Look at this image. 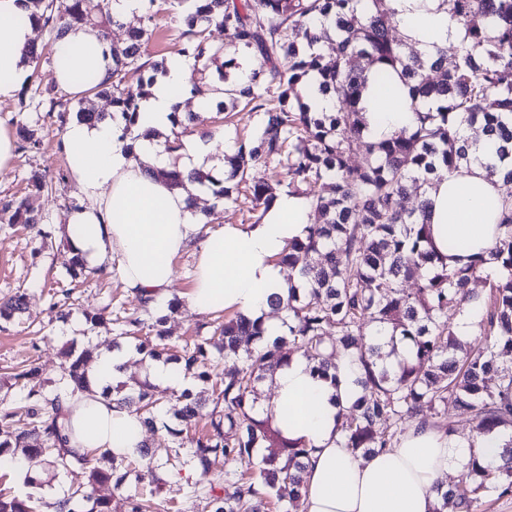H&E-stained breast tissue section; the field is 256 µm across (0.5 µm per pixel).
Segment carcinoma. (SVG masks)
Instances as JSON below:
<instances>
[{"mask_svg": "<svg viewBox=\"0 0 512 512\" xmlns=\"http://www.w3.org/2000/svg\"><path fill=\"white\" fill-rule=\"evenodd\" d=\"M138 25L129 27L121 46L110 45L111 68L106 82L90 89L111 98L112 112L78 107L55 93L35 87L36 107L65 126L72 118L90 124L120 116L123 134L144 120L141 102L167 72L144 49L153 32L157 0ZM29 19L56 41L69 27L92 13L109 37L121 14L106 0H29ZM464 29L453 64L448 48L438 47L423 59L408 39L396 36L397 22L384 0H192L181 13L178 54L195 62L201 75L215 68L222 86L212 89L217 110L244 107L262 113L263 129L249 148L228 157L232 176L245 179L249 167L288 151V187L305 196L316 221L305 238L288 242L279 256L292 271L284 309L286 332L274 338L264 324L237 314L213 323V335L170 353L168 315L123 318V335L136 340L143 359L178 366L194 387L177 395L174 417L179 427L160 425L178 439L165 462L168 485L187 498L205 496L210 512H299L305 461L314 448L288 428V418L259 406V385L267 374L285 367L294 349L303 352L311 371L333 385L339 366L328 351L349 360L359 388L340 425L343 447L356 457H369L394 447L408 419L433 421L453 432L448 403L469 413L476 429L505 437L502 464L490 467L475 456L462 480L442 495L438 512H479L482 495H512V196L502 198L496 234L489 250L496 268L485 267L479 254L453 268L435 251L424 215L427 187L435 179L468 162L477 140L468 131L478 126L495 159L488 176L506 168L512 181V0H442ZM224 30L225 42L213 44L210 28ZM323 42L333 44L325 57ZM252 55L257 65L248 82L229 77L239 68L237 54ZM137 77V90L129 78ZM399 79L407 88L413 121L374 139L360 107L362 90L372 80L385 85ZM330 96L328 112L313 109L309 80ZM170 184L189 179L218 196L228 190L212 175L194 169L166 172ZM64 175L35 172L29 182L37 192H53ZM416 194V206L403 201ZM274 192L266 183L250 187L252 210L268 209ZM0 222L23 224L45 236L44 216L23 200L1 199ZM483 277L488 293L470 288ZM479 299L483 346L468 351L453 325L443 319ZM25 294L0 302V320L21 312ZM407 357L392 362L396 341ZM224 359L222 377L213 376L214 354ZM60 373L49 392L37 386L41 371L31 363L4 376L17 401L0 408V470L14 469L20 450L42 468L26 474L25 484L41 488L73 468L88 470L87 481L42 503L32 495L0 488V512H159L156 487L164 479L153 465V451L143 445L121 459L100 453L102 466L92 465L93 452L68 447L67 404L92 391L93 349L76 342L62 352ZM495 381L489 386V381ZM158 430L161 409L157 386L148 379L120 381L102 390ZM28 419V427L16 418ZM207 417L202 436H184L197 419ZM228 462L236 464L226 470ZM213 474L208 484H181L186 465ZM110 485L119 500L97 494Z\"/></svg>", "mask_w": 512, "mask_h": 512, "instance_id": "carcinoma-1", "label": "carcinoma"}]
</instances>
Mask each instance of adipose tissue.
I'll list each match as a JSON object with an SVG mask.
<instances>
[{"instance_id":"obj_1","label":"adipose tissue","mask_w":512,"mask_h":512,"mask_svg":"<svg viewBox=\"0 0 512 512\" xmlns=\"http://www.w3.org/2000/svg\"><path fill=\"white\" fill-rule=\"evenodd\" d=\"M387 5L423 55L460 42L464 35L439 0H387ZM28 14L27 0H0V100L12 98L31 74L24 57L34 40ZM55 54L60 64L53 79L62 88L84 91L108 76L109 44L91 27L69 29ZM190 71V65L173 63L158 78L143 102L146 121L136 140L123 138L108 120L93 126L69 121L63 151L84 203L69 214L63 234L88 267L115 268L125 287L153 308L168 298L175 257L194 250L195 276L186 295L190 311L233 310L275 332L280 322L271 318L268 299L286 296L288 288L277 258L288 241L305 237L309 203L283 191L260 223L205 230L203 215L194 210L197 184L173 188L158 175L171 155L181 156L187 171L203 158L200 136L181 139L168 151L158 139L169 128L176 105L188 96ZM361 106L375 138L412 121L407 98L385 99L372 87ZM501 198V184L488 178L481 149L473 152L463 173L446 175L430 189L431 236L448 265L465 263L490 247ZM351 374V368H342L334 386L314 377L305 359L296 356L273 375L266 409L287 415L289 427L314 447L304 473L301 512H435L441 502L438 487L449 471L466 468L475 454L499 463L503 439L498 434L456 439L434 424L417 422L389 452L354 457L340 447L337 432L351 403ZM71 427L72 446L118 457L132 454L147 436L135 414L97 393L73 408Z\"/></svg>"}]
</instances>
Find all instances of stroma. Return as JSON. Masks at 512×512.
Here are the masks:
<instances>
[{
	"label": "stroma",
	"instance_id": "35a3bbf8",
	"mask_svg": "<svg viewBox=\"0 0 512 512\" xmlns=\"http://www.w3.org/2000/svg\"><path fill=\"white\" fill-rule=\"evenodd\" d=\"M148 45L156 60H177L180 10L161 11ZM30 85H23L10 99L0 101V121L10 128L24 123L33 129L41 144L37 151L18 152L10 169L0 171V198L28 197L31 207L48 218V240L19 226L0 224V298L17 290L26 293V309L18 320L0 325V372L34 360L42 367L45 377H54L59 366L58 350L68 340L80 338L85 315L105 314L112 317L109 329L93 335L98 347H108L114 336L120 335L121 317L140 312L139 300L124 287L113 272L72 278L69 271L71 252L67 240L60 236L70 211L77 208L80 197L71 181L58 184L52 193L28 194L27 182L32 171L55 174L66 171L67 163L61 148L63 134L57 124L42 112L29 109ZM180 115H192L187 126H175L171 135L187 137L201 134L207 144L206 163L214 176H222L224 145H251L262 132L260 113L238 109L230 118H223L210 104L193 108L185 104ZM272 165L259 164L249 171L246 181L223 178L229 190L228 198H220L211 190H203L199 209L206 215V226L217 230L227 224H255L258 212L249 210L243 197L249 183L270 180ZM72 292V305L66 320L56 317L55 305L61 290Z\"/></svg>",
	"mask_w": 512,
	"mask_h": 512
}]
</instances>
